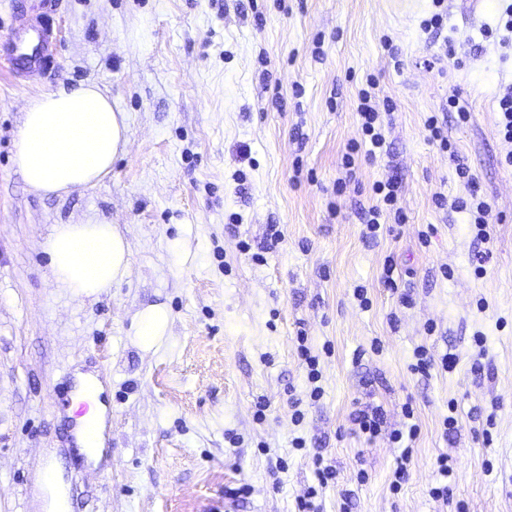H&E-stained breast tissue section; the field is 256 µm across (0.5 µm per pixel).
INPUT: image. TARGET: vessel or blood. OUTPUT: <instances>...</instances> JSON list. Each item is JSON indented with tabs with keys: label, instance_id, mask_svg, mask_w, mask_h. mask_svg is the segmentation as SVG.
Here are the masks:
<instances>
[{
	"label": "vessel or blood",
	"instance_id": "obj_1",
	"mask_svg": "<svg viewBox=\"0 0 512 512\" xmlns=\"http://www.w3.org/2000/svg\"><path fill=\"white\" fill-rule=\"evenodd\" d=\"M44 11L36 16L20 13L10 38L0 44L9 69L19 73H33L53 65L56 45L48 11L53 0H41Z\"/></svg>",
	"mask_w": 512,
	"mask_h": 512
}]
</instances>
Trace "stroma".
Masks as SVG:
<instances>
[{"instance_id":"35a3bbf8","label":"stroma","mask_w":512,"mask_h":512,"mask_svg":"<svg viewBox=\"0 0 512 512\" xmlns=\"http://www.w3.org/2000/svg\"><path fill=\"white\" fill-rule=\"evenodd\" d=\"M511 3L58 0L55 65L27 80L0 61V512H51L47 458L77 494L68 512H200L218 496L231 512H298L317 453L336 469L319 512H512V147L498 131L512 48L484 35ZM370 78L393 105L386 146L350 169ZM87 85L125 112L127 147L97 186L38 194L14 163L25 112ZM432 116L457 158L429 139ZM460 161L491 205L483 238L469 213L434 203L468 195ZM390 178L405 221L364 239L360 210ZM96 223L125 236L129 272L77 296L43 244L56 225ZM272 224L282 238L266 251ZM153 306L170 322L147 349L137 319ZM302 333L320 356L316 401ZM420 346L435 360L425 374ZM79 372L109 376L95 469L70 441ZM407 405L418 431L396 491L390 433ZM373 408L382 432L355 434L354 414Z\"/></svg>"}]
</instances>
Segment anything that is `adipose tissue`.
I'll list each match as a JSON object with an SVG mask.
<instances>
[{"mask_svg": "<svg viewBox=\"0 0 512 512\" xmlns=\"http://www.w3.org/2000/svg\"><path fill=\"white\" fill-rule=\"evenodd\" d=\"M124 113L96 86L44 94L25 112L14 161L27 184L43 194L61 195L95 186L112 170L126 144ZM49 266L64 287L78 295H92L121 281L130 263L126 238L112 224H60L44 244ZM91 375L77 377L73 404L88 403L78 417L79 428L95 425L94 441L81 433V453L100 462L104 455L105 405L86 397Z\"/></svg>", "mask_w": 512, "mask_h": 512, "instance_id": "ef3b65f1", "label": "adipose tissue"}]
</instances>
